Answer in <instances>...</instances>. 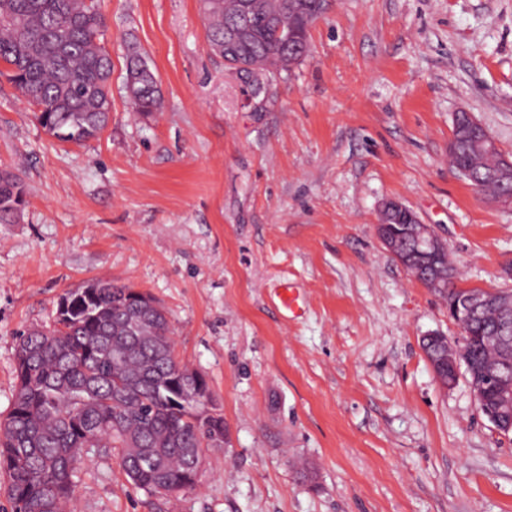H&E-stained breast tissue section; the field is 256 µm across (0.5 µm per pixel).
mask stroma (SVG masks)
<instances>
[{
    "label": "stroma",
    "instance_id": "obj_1",
    "mask_svg": "<svg viewBox=\"0 0 512 512\" xmlns=\"http://www.w3.org/2000/svg\"><path fill=\"white\" fill-rule=\"evenodd\" d=\"M112 58L105 131L64 144L0 77V416L20 331L103 277L154 296L176 356L224 414L193 489L133 488L88 459L72 512H512V435L421 347L448 304L382 244L390 198L445 242L458 285L512 291V207L448 163L472 112L512 158V0H334L263 110L210 52L201 0H97ZM161 88L134 112L130 47ZM298 313L280 304L283 287ZM25 203L21 179L12 172L0 171V224L12 223Z\"/></svg>",
    "mask_w": 512,
    "mask_h": 512
}]
</instances>
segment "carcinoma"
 I'll return each mask as SVG.
<instances>
[{"label": "carcinoma", "instance_id": "1", "mask_svg": "<svg viewBox=\"0 0 512 512\" xmlns=\"http://www.w3.org/2000/svg\"><path fill=\"white\" fill-rule=\"evenodd\" d=\"M205 0L206 38L224 51V33L239 29L240 58L227 68L255 92H270L283 72L309 52V32L329 0ZM104 20L93 0H0V63L8 79L36 107L40 126L63 143L81 145L107 127L112 100L106 91L112 60L98 43ZM133 109L149 113L161 104L156 74L135 51L126 62ZM471 145L460 140L450 162L468 184L495 196L509 186L494 178L497 152L473 170ZM25 203L21 179L0 171V224L15 220ZM445 279L438 291L455 302L456 274L442 256ZM132 289L93 279L61 297L48 337L28 329L17 337V385L0 421V473L6 475L11 512H61L74 492L80 466L94 452L119 449V465L137 489L160 493L163 483L194 487L192 455L224 441V414L201 422L193 409L192 383L175 355L170 320L161 304L143 309ZM512 328L487 307L470 331L496 336ZM465 355L487 363L486 345L465 346Z\"/></svg>", "mask_w": 512, "mask_h": 512}]
</instances>
